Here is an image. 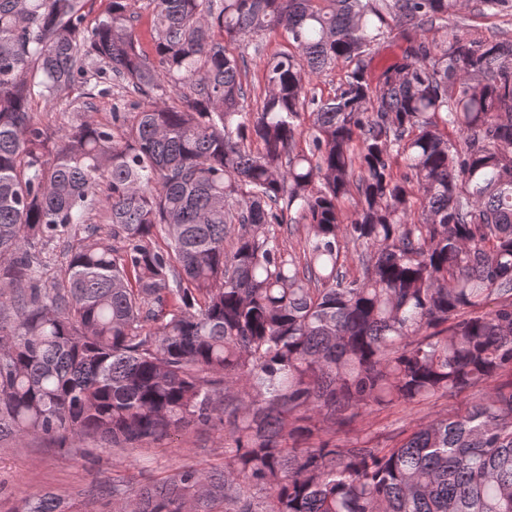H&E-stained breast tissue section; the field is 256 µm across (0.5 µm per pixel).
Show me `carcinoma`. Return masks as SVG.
I'll use <instances>...</instances> for the list:
<instances>
[{
  "label": "carcinoma",
  "instance_id": "carcinoma-1",
  "mask_svg": "<svg viewBox=\"0 0 512 512\" xmlns=\"http://www.w3.org/2000/svg\"><path fill=\"white\" fill-rule=\"evenodd\" d=\"M111 2L90 28L83 0H0V439L228 427L224 465L120 512H512V38L448 27L464 0H149L151 58ZM280 27L247 112L233 47ZM80 79L131 110L51 131L32 102ZM95 217L112 238L77 234ZM490 380L381 444L352 433ZM346 67L339 65L333 70L324 73L321 77L314 79L310 85L311 91L320 98L326 99L333 96L340 80L344 78Z\"/></svg>",
  "mask_w": 512,
  "mask_h": 512
}]
</instances>
